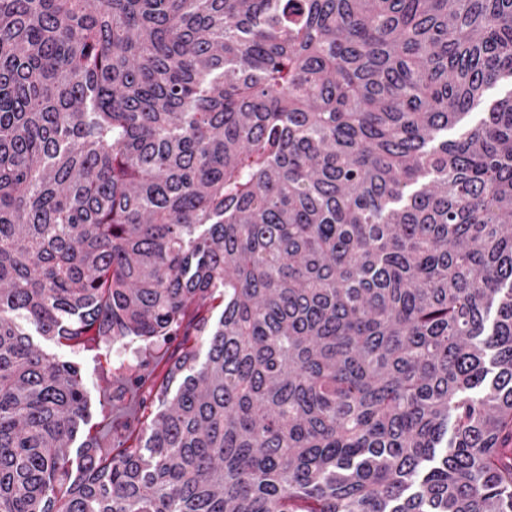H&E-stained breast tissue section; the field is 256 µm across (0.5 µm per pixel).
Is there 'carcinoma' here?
Wrapping results in <instances>:
<instances>
[{
    "label": "carcinoma",
    "instance_id": "carcinoma-1",
    "mask_svg": "<svg viewBox=\"0 0 512 512\" xmlns=\"http://www.w3.org/2000/svg\"><path fill=\"white\" fill-rule=\"evenodd\" d=\"M503 82L512 0H0V512H512ZM35 334L207 352L75 468Z\"/></svg>",
    "mask_w": 512,
    "mask_h": 512
}]
</instances>
